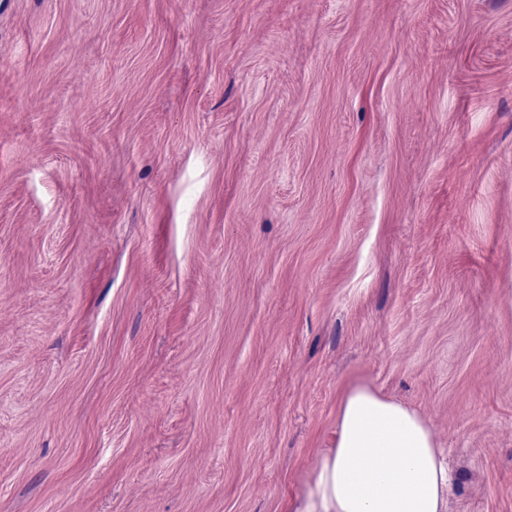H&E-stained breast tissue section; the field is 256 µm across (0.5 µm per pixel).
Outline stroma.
<instances>
[{
	"instance_id": "stroma-1",
	"label": "stroma",
	"mask_w": 512,
	"mask_h": 512,
	"mask_svg": "<svg viewBox=\"0 0 512 512\" xmlns=\"http://www.w3.org/2000/svg\"><path fill=\"white\" fill-rule=\"evenodd\" d=\"M359 384L512 512V0H0V512H291Z\"/></svg>"
}]
</instances>
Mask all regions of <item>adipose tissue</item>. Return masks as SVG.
Returning <instances> with one entry per match:
<instances>
[{
	"mask_svg": "<svg viewBox=\"0 0 512 512\" xmlns=\"http://www.w3.org/2000/svg\"><path fill=\"white\" fill-rule=\"evenodd\" d=\"M451 476L428 424L360 385L294 512H447Z\"/></svg>",
	"mask_w": 512,
	"mask_h": 512,
	"instance_id": "obj_1",
	"label": "adipose tissue"
}]
</instances>
